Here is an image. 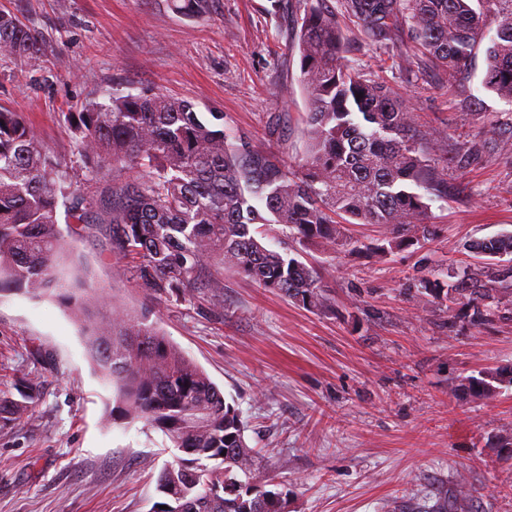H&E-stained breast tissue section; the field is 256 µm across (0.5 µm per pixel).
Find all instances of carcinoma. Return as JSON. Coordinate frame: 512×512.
Masks as SVG:
<instances>
[{
  "instance_id": "carcinoma-1",
  "label": "carcinoma",
  "mask_w": 512,
  "mask_h": 512,
  "mask_svg": "<svg viewBox=\"0 0 512 512\" xmlns=\"http://www.w3.org/2000/svg\"><path fill=\"white\" fill-rule=\"evenodd\" d=\"M189 16L207 0H173ZM377 40L407 27L423 53L457 80L473 70L482 44L481 85L512 102V0H343ZM296 46L306 113L308 151L296 172L247 136L201 121L194 105L164 93H116L72 115L77 149L98 180L93 191L66 185L56 159L22 113L0 107V293L52 290L80 323L101 378L113 387V410L130 422L163 432L184 453L159 472L158 512H283L275 491L253 482L254 449L238 410L210 377L185 357L143 314L109 316L112 295L90 287L77 294L55 273L74 236L99 233L106 254L125 261L131 276L159 300L204 290L217 302L224 279L209 268L220 261L246 279L312 312L332 298L321 273L290 253L288 241L328 251H357L347 224H383L404 236L431 235L430 202L448 196L444 169L430 163L413 134L412 113L382 85L351 66L336 12L325 0H304ZM43 36L16 15L0 11V51L35 64ZM512 154V121L491 120L450 159L459 173L482 161L486 138ZM67 224L61 227L58 208ZM281 226V249L264 242L263 227ZM483 257L451 288L427 280L422 292L459 306L454 317L483 327L512 298V233L466 245ZM512 385V372H480L461 391L485 397ZM40 382H19V398H0V420L31 417ZM512 460V432L494 443ZM472 502V483L457 481L448 512Z\"/></svg>"
}]
</instances>
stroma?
Here are the masks:
<instances>
[{"label": "stroma", "instance_id": "1", "mask_svg": "<svg viewBox=\"0 0 512 512\" xmlns=\"http://www.w3.org/2000/svg\"><path fill=\"white\" fill-rule=\"evenodd\" d=\"M49 46L39 66L0 52V106L22 112L72 181L88 173L69 113L129 90L162 92L224 115L257 148L291 168L305 157L308 99L293 43L300 0H208L189 17L171 0H0ZM340 25L349 63L415 114L426 157L448 170V198L432 202L433 235L369 257L303 246L335 301L314 313L234 270L224 302L207 294L156 302L114 276L91 239L71 241L75 287L108 289L115 307L151 312L247 424L260 477L286 512H420L447 502L470 475L484 512H512V462L492 438L512 428V387L487 398L459 392L481 371L512 367V302L476 328L448 322L447 303L418 291L473 265L465 243L512 232V160L488 151L472 171L450 170L483 119L512 103L465 82L484 115L462 106L441 69L408 33L378 43L361 22ZM37 378L31 419L0 423V512H152L160 468L178 456L162 433L112 415V389L90 360L79 323L54 297L0 295V392Z\"/></svg>", "mask_w": 512, "mask_h": 512}]
</instances>
